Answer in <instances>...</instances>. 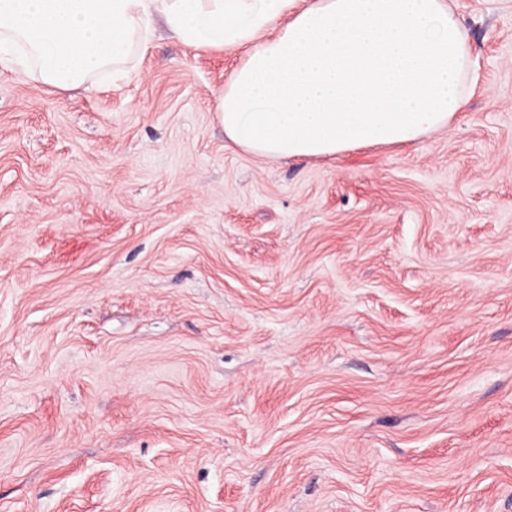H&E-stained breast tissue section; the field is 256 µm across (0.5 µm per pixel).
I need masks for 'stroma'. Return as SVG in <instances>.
<instances>
[{"instance_id": "35a3bbf8", "label": "stroma", "mask_w": 512, "mask_h": 512, "mask_svg": "<svg viewBox=\"0 0 512 512\" xmlns=\"http://www.w3.org/2000/svg\"><path fill=\"white\" fill-rule=\"evenodd\" d=\"M465 112L269 160L238 57L0 65V512H512V0H454Z\"/></svg>"}]
</instances>
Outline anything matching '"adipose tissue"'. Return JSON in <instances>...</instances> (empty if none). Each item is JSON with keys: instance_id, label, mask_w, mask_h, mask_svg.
<instances>
[{"instance_id": "adipose-tissue-1", "label": "adipose tissue", "mask_w": 512, "mask_h": 512, "mask_svg": "<svg viewBox=\"0 0 512 512\" xmlns=\"http://www.w3.org/2000/svg\"><path fill=\"white\" fill-rule=\"evenodd\" d=\"M158 21L184 45L239 52L215 110L259 157L411 144L468 105L472 48L449 0H0V61L51 88H91Z\"/></svg>"}]
</instances>
